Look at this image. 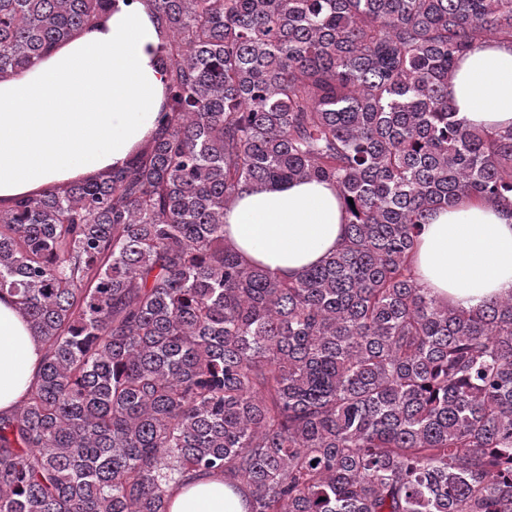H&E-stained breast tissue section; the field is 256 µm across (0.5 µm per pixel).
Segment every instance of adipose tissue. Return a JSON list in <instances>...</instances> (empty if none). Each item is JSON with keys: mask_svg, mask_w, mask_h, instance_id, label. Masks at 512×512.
<instances>
[{"mask_svg": "<svg viewBox=\"0 0 512 512\" xmlns=\"http://www.w3.org/2000/svg\"><path fill=\"white\" fill-rule=\"evenodd\" d=\"M160 37L151 13L117 0L105 21L0 78V208L47 186L125 165L153 135L164 103ZM465 124L512 129V40L465 54L448 83ZM347 213L333 185L265 184L224 212V239L249 264L293 279L342 244ZM418 284L473 307L512 292V205L464 197L432 212L413 257ZM42 350L11 297L0 294V412L26 395ZM170 512H243L221 478L189 479Z\"/></svg>", "mask_w": 512, "mask_h": 512, "instance_id": "obj_1", "label": "adipose tissue"}]
</instances>
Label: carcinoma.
I'll return each mask as SVG.
<instances>
[{"label":"carcinoma","instance_id":"cac0c4a2","mask_svg":"<svg viewBox=\"0 0 512 512\" xmlns=\"http://www.w3.org/2000/svg\"><path fill=\"white\" fill-rule=\"evenodd\" d=\"M115 0H0V77ZM159 23L165 104L128 163L0 209V293L44 347L0 413V512H512V293L415 280L431 213L512 199V130L448 100L512 0H125ZM330 181L341 248L283 280L224 243L255 185ZM353 202H348V199ZM171 499L169 512H243L239 495L224 487V480L198 473Z\"/></svg>","mask_w":512,"mask_h":512}]
</instances>
